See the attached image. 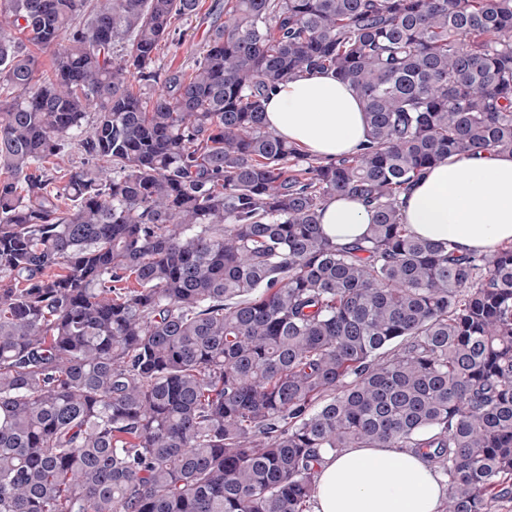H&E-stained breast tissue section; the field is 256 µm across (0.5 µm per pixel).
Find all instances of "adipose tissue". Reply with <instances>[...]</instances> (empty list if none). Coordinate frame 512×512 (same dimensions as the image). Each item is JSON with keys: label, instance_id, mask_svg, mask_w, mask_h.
<instances>
[{"label": "adipose tissue", "instance_id": "1", "mask_svg": "<svg viewBox=\"0 0 512 512\" xmlns=\"http://www.w3.org/2000/svg\"><path fill=\"white\" fill-rule=\"evenodd\" d=\"M264 110L269 129L323 159L354 155L367 139L359 98L330 71L282 83ZM400 201L417 237L453 242L462 254L494 253L512 243V154L450 157L427 169ZM371 222L366 206L350 197L330 199L320 213L325 236L339 245L363 239ZM447 495L445 480L418 455L345 448L324 456L310 512H440Z\"/></svg>", "mask_w": 512, "mask_h": 512}]
</instances>
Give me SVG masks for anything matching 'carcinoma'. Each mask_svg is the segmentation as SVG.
<instances>
[{"label": "carcinoma", "instance_id": "carcinoma-1", "mask_svg": "<svg viewBox=\"0 0 512 512\" xmlns=\"http://www.w3.org/2000/svg\"><path fill=\"white\" fill-rule=\"evenodd\" d=\"M197 7L0 0V512H308L344 448L507 512L512 244L420 239L400 196L512 153V0H222L191 74L156 67ZM316 70L364 105L354 156L264 123ZM336 195L362 241L324 235ZM319 220L325 236L345 245L364 238L372 224V214L361 201L342 196L325 204Z\"/></svg>", "mask_w": 512, "mask_h": 512}]
</instances>
